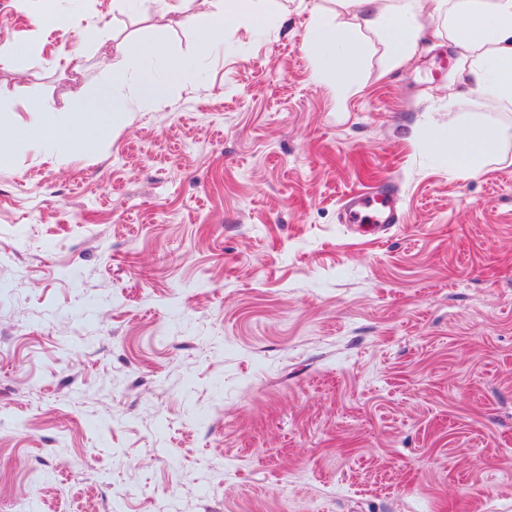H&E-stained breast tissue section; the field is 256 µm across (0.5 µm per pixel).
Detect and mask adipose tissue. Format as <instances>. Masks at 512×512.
<instances>
[{
    "label": "adipose tissue",
    "mask_w": 512,
    "mask_h": 512,
    "mask_svg": "<svg viewBox=\"0 0 512 512\" xmlns=\"http://www.w3.org/2000/svg\"><path fill=\"white\" fill-rule=\"evenodd\" d=\"M255 0H219L209 24L210 37L199 45L208 51L222 40L227 25H258ZM334 13L316 11L303 48L330 71L338 97L360 89L359 72L365 62L364 33H379L391 66L409 62L417 54L424 35L422 14L414 0H334ZM436 12L450 44L460 48L456 81L459 96L486 95L503 106H512V0H435ZM134 84L142 106L163 102L165 84L134 78L126 69L112 71L96 103L79 108L77 119L67 122L39 101L28 106L29 121L16 120L12 103L0 96V163L9 161L17 140L64 142L78 149L107 134L112 127L108 105L117 88ZM448 147V168L460 175H476L490 163L502 160L498 130L480 120L452 121L441 133Z\"/></svg>",
    "instance_id": "1"
}]
</instances>
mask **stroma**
Returning <instances> with one entry per match:
<instances>
[{
	"instance_id": "35a3bbf8",
	"label": "stroma",
	"mask_w": 512,
	"mask_h": 512,
	"mask_svg": "<svg viewBox=\"0 0 512 512\" xmlns=\"http://www.w3.org/2000/svg\"><path fill=\"white\" fill-rule=\"evenodd\" d=\"M325 4L256 0L203 56L153 0H57L112 35L108 68L0 0L17 115L138 71L130 40L189 63L154 109L117 90L91 146L0 164V512H512V110L449 100L460 54L431 32L396 68L367 32L339 98L302 49ZM471 115L508 160L459 177L436 142ZM370 188L398 198L382 234L342 220Z\"/></svg>"
}]
</instances>
